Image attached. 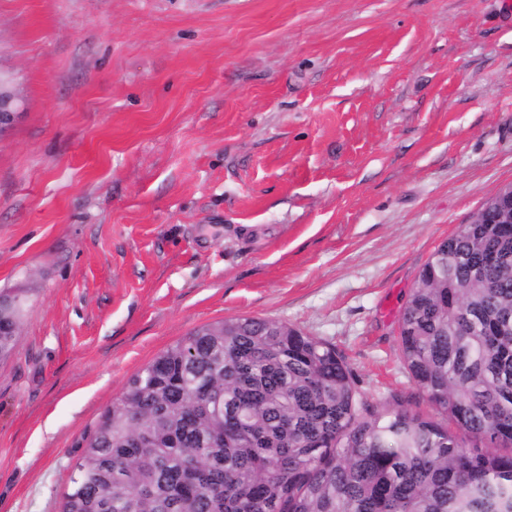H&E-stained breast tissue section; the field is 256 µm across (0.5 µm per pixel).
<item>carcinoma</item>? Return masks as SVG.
<instances>
[{"mask_svg":"<svg viewBox=\"0 0 512 512\" xmlns=\"http://www.w3.org/2000/svg\"><path fill=\"white\" fill-rule=\"evenodd\" d=\"M26 306L0 293V360ZM399 349L454 429L369 408L335 348L285 322L203 325L81 438L61 512H512V230L463 224L436 247Z\"/></svg>","mask_w":512,"mask_h":512,"instance_id":"1","label":"carcinoma"}]
</instances>
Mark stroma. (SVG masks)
Segmentation results:
<instances>
[{
	"label": "stroma",
	"instance_id": "stroma-1",
	"mask_svg": "<svg viewBox=\"0 0 512 512\" xmlns=\"http://www.w3.org/2000/svg\"><path fill=\"white\" fill-rule=\"evenodd\" d=\"M0 512H60L76 445L193 329L257 317L434 411L400 359L434 249L512 185L502 0H0ZM20 99L15 89L0 77V139L13 129L19 115ZM27 306V297L21 293H0V360L12 356Z\"/></svg>",
	"mask_w": 512,
	"mask_h": 512
}]
</instances>
